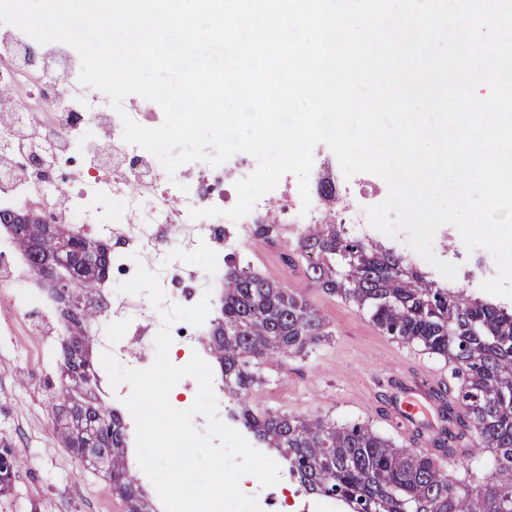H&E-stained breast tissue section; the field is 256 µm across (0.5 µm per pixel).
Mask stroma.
<instances>
[{"instance_id":"stroma-1","label":"stroma","mask_w":512,"mask_h":512,"mask_svg":"<svg viewBox=\"0 0 512 512\" xmlns=\"http://www.w3.org/2000/svg\"><path fill=\"white\" fill-rule=\"evenodd\" d=\"M296 241L293 235L261 241L242 255L252 269L306 298L326 319L330 334L308 354L266 363L263 382L249 394V404L339 425L365 422L402 445L386 420L395 392L389 370L439 374L450 386L454 380L448 363L419 344L383 336L354 304L309 285L301 271L285 266L281 255ZM65 334L62 327L54 333L37 330L29 314L0 321V439L11 443L16 457L11 491L0 496V512H127L104 474L82 469L53 434L43 398L58 384V349ZM130 393L129 384L115 387L109 378L101 380L102 399L126 423L127 465L161 512L163 504L138 464L136 425L123 403Z\"/></svg>"}]
</instances>
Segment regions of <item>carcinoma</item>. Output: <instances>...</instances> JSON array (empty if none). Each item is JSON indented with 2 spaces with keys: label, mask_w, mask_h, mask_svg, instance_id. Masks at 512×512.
Returning a JSON list of instances; mask_svg holds the SVG:
<instances>
[{
  "label": "carcinoma",
  "mask_w": 512,
  "mask_h": 512,
  "mask_svg": "<svg viewBox=\"0 0 512 512\" xmlns=\"http://www.w3.org/2000/svg\"><path fill=\"white\" fill-rule=\"evenodd\" d=\"M12 220L29 233L15 248L56 266L55 277L71 289L79 317L60 343L59 371L73 363L78 378L48 397L54 433L85 467L112 480L128 512H151L124 463L125 423L96 397L98 377L86 347L87 327L106 311L101 288L110 275L112 251L69 224H39L31 211ZM284 263L303 269L307 281L353 303L387 336L416 342L448 360L459 383L451 399L481 423L471 457L490 453L498 479L467 487L448 482L433 460L395 446L365 423L338 426L243 404L238 418L260 441L278 450L288 474L306 490L344 502L346 512H512V309L475 294L453 291L414 266L394 247L354 235L345 224H315L298 237ZM222 317L210 350L224 370V387L246 396L263 378L262 365L307 354L329 335L325 318L305 299L271 278L224 259ZM0 495L11 489V444L0 442Z\"/></svg>",
  "instance_id": "cac0c4a2"
}]
</instances>
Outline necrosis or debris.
<instances>
[{
    "label": "necrosis or debris",
    "mask_w": 512,
    "mask_h": 512,
    "mask_svg": "<svg viewBox=\"0 0 512 512\" xmlns=\"http://www.w3.org/2000/svg\"><path fill=\"white\" fill-rule=\"evenodd\" d=\"M30 42L17 27L0 26V86L26 85L9 110L0 113V198L16 208L39 207L55 224L81 230L94 226L96 234L111 242L116 266H125L130 250L138 247L150 251L154 260H167V232L174 225L186 239L221 238L234 251L254 242L258 224H288L300 231L332 220L363 238L377 236L367 209L385 200L386 182L366 172L344 177L337 157L322 142L313 148L310 206H303L298 179L288 173L239 221L191 219L193 207L234 206L235 184L255 170L256 159L239 152L218 166L199 159L167 173L153 154L124 141L122 119L109 98L81 83L79 57L49 54L39 80L30 82ZM34 112L50 113L51 120L29 145L17 132ZM324 181L333 186L332 199L320 192ZM103 297L126 326L147 335L143 322L157 310L146 294L107 290ZM239 487L257 498L262 512H335L337 507L335 500L306 492L285 473L271 493L247 475Z\"/></svg>",
    "instance_id": "1"
}]
</instances>
